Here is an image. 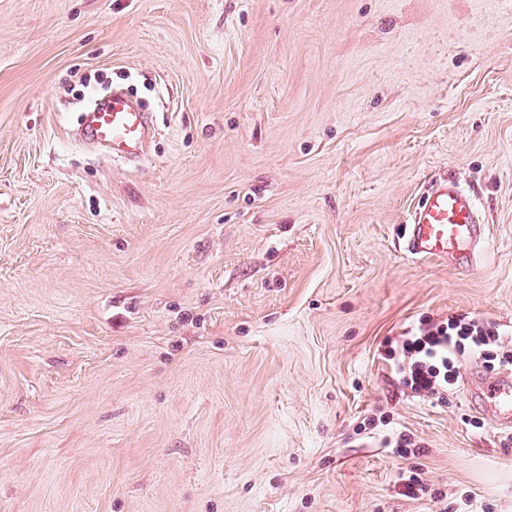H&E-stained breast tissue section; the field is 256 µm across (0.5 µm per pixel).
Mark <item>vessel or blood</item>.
<instances>
[{
    "label": "vessel or blood",
    "instance_id": "vessel-or-blood-1",
    "mask_svg": "<svg viewBox=\"0 0 512 512\" xmlns=\"http://www.w3.org/2000/svg\"><path fill=\"white\" fill-rule=\"evenodd\" d=\"M151 130L150 113L118 89L79 116L80 139L116 160L140 158ZM477 209L476 195L457 179L445 173L431 177L406 221L407 255L415 260L472 264L476 248L486 239ZM481 385L496 424L512 429V371L482 379Z\"/></svg>",
    "mask_w": 512,
    "mask_h": 512
}]
</instances>
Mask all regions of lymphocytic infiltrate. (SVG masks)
I'll list each match as a JSON object with an SVG mask.
<instances>
[{"label": "lymphocytic infiltrate", "instance_id": "obj_1", "mask_svg": "<svg viewBox=\"0 0 512 512\" xmlns=\"http://www.w3.org/2000/svg\"><path fill=\"white\" fill-rule=\"evenodd\" d=\"M472 357L488 370L508 369L512 346L494 323L452 315L404 333L385 359L403 386L425 399L456 393L460 367Z\"/></svg>", "mask_w": 512, "mask_h": 512}]
</instances>
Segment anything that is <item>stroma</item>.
<instances>
[{"label":"stroma","mask_w":512,"mask_h":512,"mask_svg":"<svg viewBox=\"0 0 512 512\" xmlns=\"http://www.w3.org/2000/svg\"><path fill=\"white\" fill-rule=\"evenodd\" d=\"M115 87L131 165L73 137ZM444 172L469 269L404 253ZM452 314L512 336V0H0V512H512L382 358Z\"/></svg>","instance_id":"35a3bbf8"}]
</instances>
